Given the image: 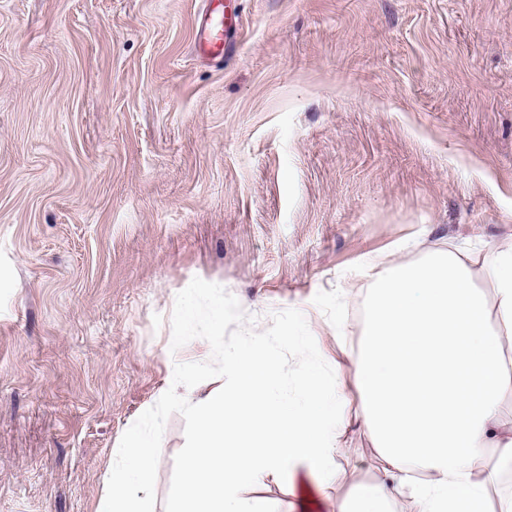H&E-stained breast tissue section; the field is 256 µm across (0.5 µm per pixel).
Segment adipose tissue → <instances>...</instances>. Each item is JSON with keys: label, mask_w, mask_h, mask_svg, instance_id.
I'll return each instance as SVG.
<instances>
[{"label": "adipose tissue", "mask_w": 512, "mask_h": 512, "mask_svg": "<svg viewBox=\"0 0 512 512\" xmlns=\"http://www.w3.org/2000/svg\"><path fill=\"white\" fill-rule=\"evenodd\" d=\"M363 328L351 364L361 420L380 459V477L336 501L335 512H484L487 493L512 466V426L499 413L512 400V245L483 258L451 248L425 261L370 260ZM229 389L187 396L196 424L170 512H269L241 499L301 466L323 483L350 419L346 399L325 398L307 379L304 403L271 394L277 359L262 344L232 355Z\"/></svg>", "instance_id": "adipose-tissue-1"}]
</instances>
